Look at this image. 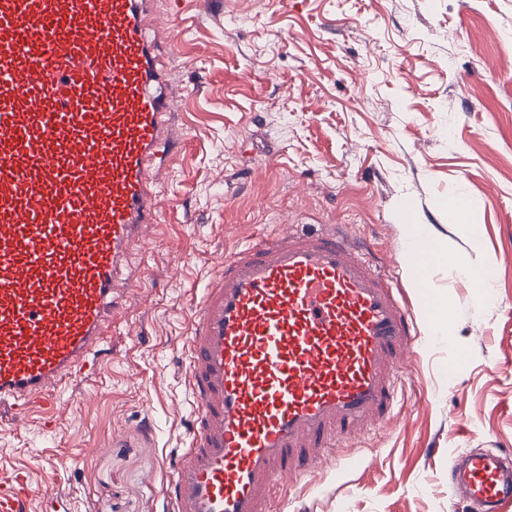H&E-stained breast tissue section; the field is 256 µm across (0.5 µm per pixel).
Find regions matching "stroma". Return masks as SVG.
Here are the masks:
<instances>
[{
	"mask_svg": "<svg viewBox=\"0 0 512 512\" xmlns=\"http://www.w3.org/2000/svg\"><path fill=\"white\" fill-rule=\"evenodd\" d=\"M175 41L163 61L190 87L162 181L156 238L96 373L52 416L0 429V481L25 472L70 512H167L169 463L194 414L186 317L212 266L251 233L349 224L392 257L412 311L410 224L474 266H448L449 334L422 332L391 419L341 483L332 466L285 512H470L448 487L468 448H512V0H157ZM467 198L472 228L443 202ZM466 362L456 376L457 354Z\"/></svg>",
	"mask_w": 512,
	"mask_h": 512,
	"instance_id": "obj_1",
	"label": "stroma"
}]
</instances>
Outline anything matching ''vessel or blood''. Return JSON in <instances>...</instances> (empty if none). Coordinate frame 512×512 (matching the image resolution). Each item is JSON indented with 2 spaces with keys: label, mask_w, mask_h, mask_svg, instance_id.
<instances>
[{
  "label": "vessel or blood",
  "mask_w": 512,
  "mask_h": 512,
  "mask_svg": "<svg viewBox=\"0 0 512 512\" xmlns=\"http://www.w3.org/2000/svg\"><path fill=\"white\" fill-rule=\"evenodd\" d=\"M153 0H0V421L23 425L89 376L128 294L117 274L156 236L158 177L186 86L158 66ZM388 269L348 224L288 228L225 256L189 312V445L170 512H274V493L390 419L419 334ZM474 512L512 505V450L448 462ZM65 512L25 475L0 512Z\"/></svg>",
  "instance_id": "obj_1"
}]
</instances>
